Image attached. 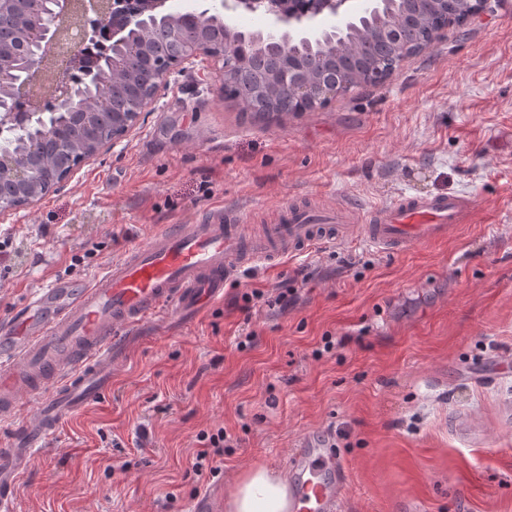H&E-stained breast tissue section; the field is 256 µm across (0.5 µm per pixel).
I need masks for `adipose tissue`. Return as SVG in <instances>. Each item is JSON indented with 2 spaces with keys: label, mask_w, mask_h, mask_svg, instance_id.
<instances>
[{
  "label": "adipose tissue",
  "mask_w": 512,
  "mask_h": 512,
  "mask_svg": "<svg viewBox=\"0 0 512 512\" xmlns=\"http://www.w3.org/2000/svg\"><path fill=\"white\" fill-rule=\"evenodd\" d=\"M288 508L286 477L262 465L239 476L225 501L226 512H288Z\"/></svg>",
  "instance_id": "adipose-tissue-1"
}]
</instances>
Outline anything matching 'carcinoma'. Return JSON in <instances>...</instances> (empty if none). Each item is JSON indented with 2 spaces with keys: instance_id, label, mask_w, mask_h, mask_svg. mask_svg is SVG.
<instances>
[{
  "instance_id": "obj_1",
  "label": "carcinoma",
  "mask_w": 512,
  "mask_h": 512,
  "mask_svg": "<svg viewBox=\"0 0 512 512\" xmlns=\"http://www.w3.org/2000/svg\"><path fill=\"white\" fill-rule=\"evenodd\" d=\"M28 0H4L0 12L12 19L9 28L0 30V55L15 63L13 78L24 77L27 58L34 50L30 31L31 11ZM396 19L400 35L384 41L378 30L386 16L365 10L358 20L336 27V33L321 35L297 46L284 41L272 51L267 43L243 40L224 33L220 14L210 15V22L201 21L193 10H179L177 25L195 34L203 49L212 55L230 48L236 59L234 70L223 76L224 96L234 101L240 111L262 117L282 118L313 109V102L280 84L281 69L292 67L310 87L339 85L347 92L372 84L380 74H390L404 59L427 51L440 31L472 10L471 0H392L387 6ZM169 26L163 14L130 32L132 61L125 68L112 72V41L100 38L87 45L81 65L74 76V88L63 108L47 105L46 114L25 118L20 111L22 101L8 94L0 98V119L10 117L5 128L20 118L25 128L0 140V151L20 155L29 168V182L21 183L18 194L25 196L45 180L57 176L64 159H76L94 144L112 137V130L122 127L126 112L140 100L151 85L156 64L180 55L183 44L159 29ZM93 111L94 122L88 124L79 114ZM52 124L61 127L63 142L59 149L40 138L41 131Z\"/></svg>"
}]
</instances>
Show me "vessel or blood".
<instances>
[{"mask_svg": "<svg viewBox=\"0 0 512 512\" xmlns=\"http://www.w3.org/2000/svg\"><path fill=\"white\" fill-rule=\"evenodd\" d=\"M476 209L458 195L401 197L374 211L364 227L383 250L444 238ZM352 206L326 210L298 204L262 234L218 207L206 221L170 224L127 250L90 283L55 280L0 319V420L13 418L24 396L40 395L36 412L0 448V512H13L15 492L32 451L72 414L104 397L122 333L172 304L197 311L222 300L224 283L244 265L301 254L347 240ZM291 512H338L344 468L327 443L304 436L287 456Z\"/></svg>", "mask_w": 512, "mask_h": 512, "instance_id": "vessel-or-blood-1", "label": "vessel or blood"}]
</instances>
